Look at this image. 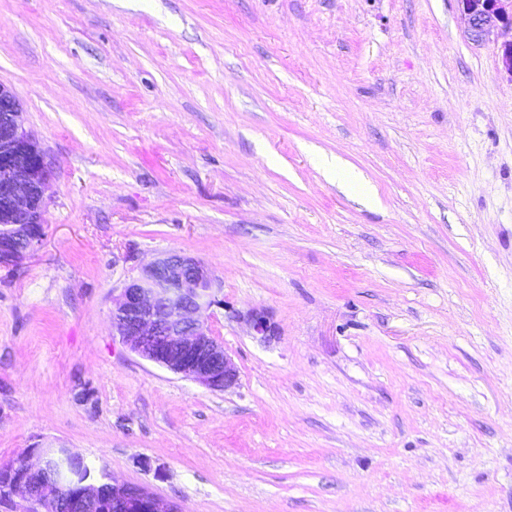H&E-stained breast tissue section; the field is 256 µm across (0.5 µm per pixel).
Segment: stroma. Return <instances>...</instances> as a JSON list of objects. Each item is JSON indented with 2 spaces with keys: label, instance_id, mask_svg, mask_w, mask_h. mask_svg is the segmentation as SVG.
<instances>
[{
  "label": "stroma",
  "instance_id": "obj_1",
  "mask_svg": "<svg viewBox=\"0 0 512 512\" xmlns=\"http://www.w3.org/2000/svg\"><path fill=\"white\" fill-rule=\"evenodd\" d=\"M500 46L458 0H0L52 166L0 265V466L66 447L181 512H512ZM171 252L212 273L231 390L112 334Z\"/></svg>",
  "mask_w": 512,
  "mask_h": 512
}]
</instances>
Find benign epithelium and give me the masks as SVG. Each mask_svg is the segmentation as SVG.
Returning a JSON list of instances; mask_svg holds the SVG:
<instances>
[{
  "label": "benign epithelium",
  "instance_id": "7a95c632",
  "mask_svg": "<svg viewBox=\"0 0 512 512\" xmlns=\"http://www.w3.org/2000/svg\"><path fill=\"white\" fill-rule=\"evenodd\" d=\"M469 34L483 41L494 22L512 32V0H459ZM51 162L21 123L13 93L0 85V243L28 240L33 249L41 235L33 225L44 223L45 185ZM213 278L200 260L171 253L142 268L139 278L122 288L112 308V334L131 351L175 374L213 391H225L239 381V370L224 344L212 336L203 313L214 303ZM23 468L0 476V507L9 509L21 498L26 512H48L60 497L61 485L34 488L28 475L56 467L71 488L69 512H87L92 501L100 512H178L177 506L147 488L119 483L107 476V492L95 471L68 448H33L22 457Z\"/></svg>",
  "mask_w": 512,
  "mask_h": 512
}]
</instances>
